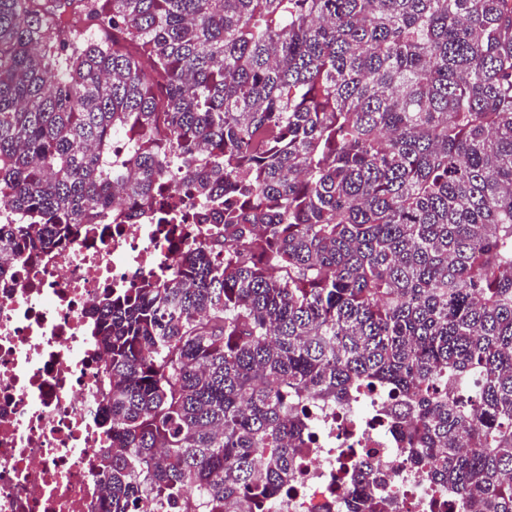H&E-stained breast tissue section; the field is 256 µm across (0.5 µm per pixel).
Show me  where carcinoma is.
Here are the masks:
<instances>
[{
  "mask_svg": "<svg viewBox=\"0 0 512 512\" xmlns=\"http://www.w3.org/2000/svg\"><path fill=\"white\" fill-rule=\"evenodd\" d=\"M158 198L223 232L96 310L104 512H272L358 389L512 512V0H0V277Z\"/></svg>",
  "mask_w": 512,
  "mask_h": 512,
  "instance_id": "obj_1",
  "label": "carcinoma"
}]
</instances>
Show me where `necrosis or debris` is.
Returning a JSON list of instances; mask_svg holds the SVG:
<instances>
[{
    "label": "necrosis or debris",
    "mask_w": 512,
    "mask_h": 512,
    "mask_svg": "<svg viewBox=\"0 0 512 512\" xmlns=\"http://www.w3.org/2000/svg\"><path fill=\"white\" fill-rule=\"evenodd\" d=\"M213 232L154 218L86 224L0 281V512H102L98 457L112 432L100 405L112 378L92 338L95 308L113 290L175 276L179 255ZM392 404L377 390L310 403L313 446L274 512H347L346 489L366 467L397 512H459L383 430Z\"/></svg>",
    "instance_id": "obj_1"
}]
</instances>
